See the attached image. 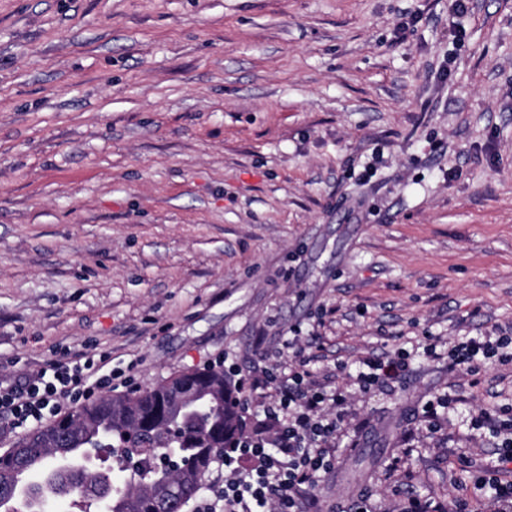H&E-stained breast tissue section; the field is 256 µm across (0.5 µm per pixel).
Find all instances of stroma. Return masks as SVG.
Returning a JSON list of instances; mask_svg holds the SVG:
<instances>
[{"mask_svg":"<svg viewBox=\"0 0 512 512\" xmlns=\"http://www.w3.org/2000/svg\"><path fill=\"white\" fill-rule=\"evenodd\" d=\"M498 329L512 0H0L1 377L90 345L136 390L219 364L252 428L250 377L301 348L348 392L308 512H403L498 466L469 418L512 408V363L447 357ZM401 348L399 382L354 385ZM456 403L457 399L450 395L430 400L423 407V418L429 423L430 428L434 429L439 426V410L442 412V415H445L450 411H454Z\"/></svg>","mask_w":512,"mask_h":512,"instance_id":"1","label":"stroma"}]
</instances>
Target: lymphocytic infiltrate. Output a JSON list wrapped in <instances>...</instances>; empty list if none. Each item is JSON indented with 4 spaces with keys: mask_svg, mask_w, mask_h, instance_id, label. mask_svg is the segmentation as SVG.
Masks as SVG:
<instances>
[{
    "mask_svg": "<svg viewBox=\"0 0 512 512\" xmlns=\"http://www.w3.org/2000/svg\"><path fill=\"white\" fill-rule=\"evenodd\" d=\"M448 355L475 374L482 357L511 363L512 339L470 337ZM293 358L287 386L263 405L260 427L240 437L235 456L220 459L223 472L210 482L198 512H265L270 503L277 512H305L304 488L314 486L318 473L333 467L345 431L342 411L347 397L314 381L301 351H294ZM111 362L106 351L65 352L24 382L0 380V433L26 427L62 406H78L111 389L119 377ZM407 368L401 356L388 361L366 357L359 362L354 382L367 391L379 383L396 382Z\"/></svg>",
    "mask_w": 512,
    "mask_h": 512,
    "instance_id": "1",
    "label": "lymphocytic infiltrate"
}]
</instances>
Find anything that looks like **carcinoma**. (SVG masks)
<instances>
[{
    "instance_id": "cac0c4a2",
    "label": "carcinoma",
    "mask_w": 512,
    "mask_h": 512,
    "mask_svg": "<svg viewBox=\"0 0 512 512\" xmlns=\"http://www.w3.org/2000/svg\"><path fill=\"white\" fill-rule=\"evenodd\" d=\"M189 390L198 402L183 405ZM245 425L238 386L215 369H188L150 389L105 395L14 443L30 454L0 455V512H37L44 497L71 498L78 512L107 501L108 512H161L160 496L187 507L218 449L235 447ZM169 454L179 472L158 466Z\"/></svg>"
}]
</instances>
